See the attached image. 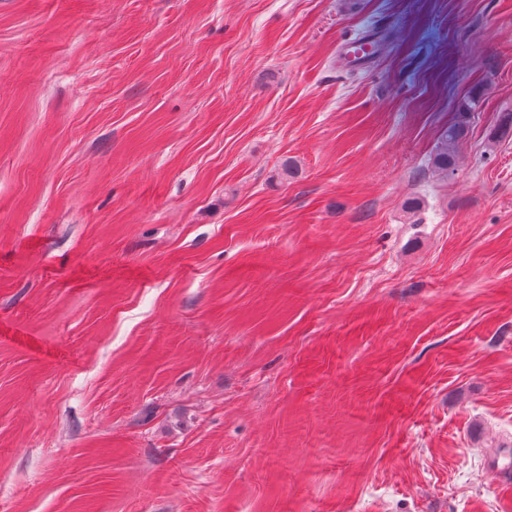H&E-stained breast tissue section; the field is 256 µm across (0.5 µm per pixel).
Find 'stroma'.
<instances>
[{
    "label": "stroma",
    "mask_w": 512,
    "mask_h": 512,
    "mask_svg": "<svg viewBox=\"0 0 512 512\" xmlns=\"http://www.w3.org/2000/svg\"><path fill=\"white\" fill-rule=\"evenodd\" d=\"M511 114L512 0H0V512H512ZM473 102L474 99L469 98L461 104L457 120L448 126L444 135L443 146L433 159V162L437 167L447 171L453 168L455 156L454 149L456 145L463 141L468 134V111Z\"/></svg>",
    "instance_id": "obj_1"
}]
</instances>
